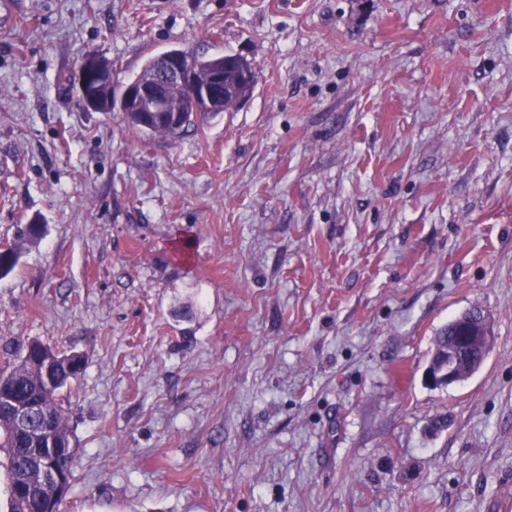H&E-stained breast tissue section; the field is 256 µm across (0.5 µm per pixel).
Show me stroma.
I'll return each mask as SVG.
<instances>
[{
	"label": "stroma",
	"instance_id": "obj_1",
	"mask_svg": "<svg viewBox=\"0 0 512 512\" xmlns=\"http://www.w3.org/2000/svg\"><path fill=\"white\" fill-rule=\"evenodd\" d=\"M173 48L252 95L165 139L63 84ZM30 224L0 369L85 362L59 512H512V0H0V247ZM442 326L433 338L434 353L445 348L448 339L454 336L453 342L448 347V359L441 368H434L432 364L426 370V380L433 387H445L461 382L462 377L458 372V365L463 360L464 354L471 350H478V358L474 361V370L477 371L493 343V336L484 317L473 320L468 317H459ZM458 326V328H457ZM457 332V333H456Z\"/></svg>",
	"mask_w": 512,
	"mask_h": 512
}]
</instances>
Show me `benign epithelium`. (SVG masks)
Here are the masks:
<instances>
[{
	"label": "benign epithelium",
	"mask_w": 512,
	"mask_h": 512,
	"mask_svg": "<svg viewBox=\"0 0 512 512\" xmlns=\"http://www.w3.org/2000/svg\"><path fill=\"white\" fill-rule=\"evenodd\" d=\"M158 76L153 81L130 80L122 86L119 103L105 96L112 86V62L89 56L78 66L71 87L83 107L95 112H167L168 88L176 85L186 92L195 113L209 112L224 107V68L217 69L201 82L194 71V63L184 48L171 49L155 61ZM493 336L485 318L473 320L459 317V326L453 342L448 347V359L440 368L428 367L426 380L434 387H445L461 382L458 365L471 350L479 351L474 369H479L491 350ZM61 358L55 351H45L32 364L43 375L47 388L59 383L58 370ZM0 404L11 413L18 432L32 438L39 447L30 449L33 464L41 469L42 480L60 486L59 472L48 464L47 455L58 449L53 424L39 416L37 404L31 400L1 398Z\"/></svg>",
	"instance_id": "benign-epithelium-1"
}]
</instances>
